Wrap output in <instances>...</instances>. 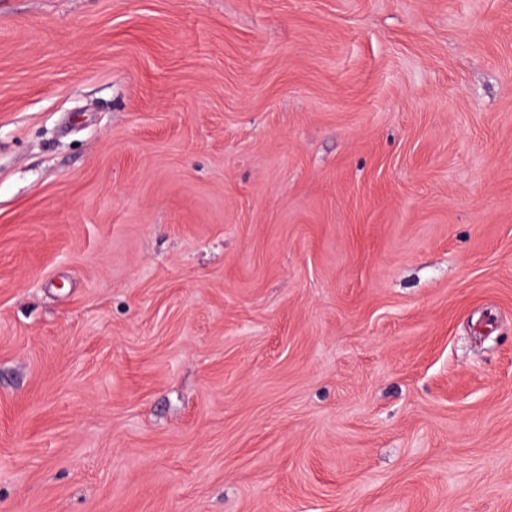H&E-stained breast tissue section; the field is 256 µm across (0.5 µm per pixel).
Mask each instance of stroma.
Instances as JSON below:
<instances>
[{"mask_svg":"<svg viewBox=\"0 0 512 512\" xmlns=\"http://www.w3.org/2000/svg\"><path fill=\"white\" fill-rule=\"evenodd\" d=\"M0 512H512V0H0Z\"/></svg>","mask_w":512,"mask_h":512,"instance_id":"1","label":"stroma"}]
</instances>
